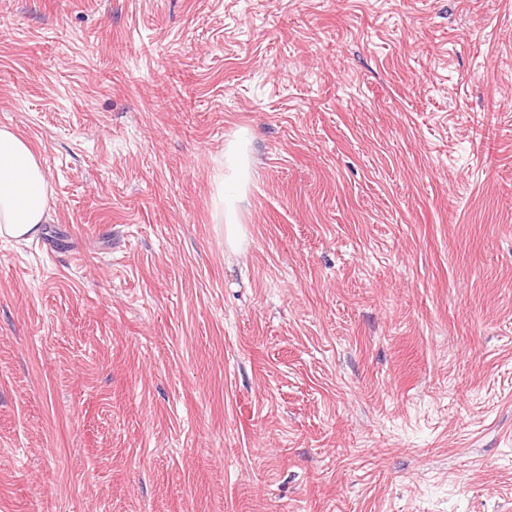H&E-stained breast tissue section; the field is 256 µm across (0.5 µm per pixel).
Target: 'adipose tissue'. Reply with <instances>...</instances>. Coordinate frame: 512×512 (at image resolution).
I'll return each mask as SVG.
<instances>
[{
	"instance_id": "adipose-tissue-1",
	"label": "adipose tissue",
	"mask_w": 512,
	"mask_h": 512,
	"mask_svg": "<svg viewBox=\"0 0 512 512\" xmlns=\"http://www.w3.org/2000/svg\"><path fill=\"white\" fill-rule=\"evenodd\" d=\"M50 191L30 145L0 127V236L26 243L50 218Z\"/></svg>"
}]
</instances>
